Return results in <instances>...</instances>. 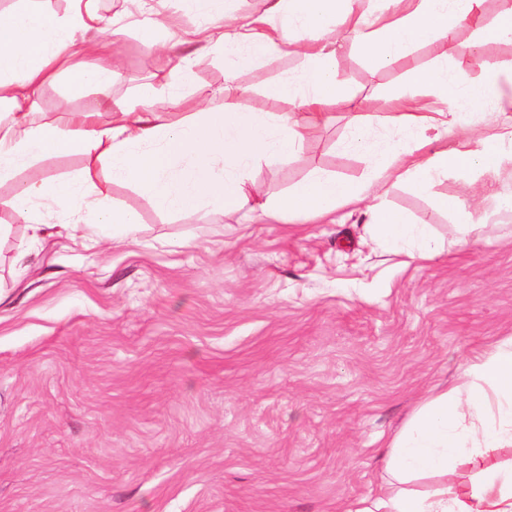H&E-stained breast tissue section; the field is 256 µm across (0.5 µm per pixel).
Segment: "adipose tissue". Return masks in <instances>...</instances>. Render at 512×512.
<instances>
[{
  "label": "adipose tissue",
  "instance_id": "ef3b65f1",
  "mask_svg": "<svg viewBox=\"0 0 512 512\" xmlns=\"http://www.w3.org/2000/svg\"><path fill=\"white\" fill-rule=\"evenodd\" d=\"M93 2L75 0L61 17L26 6L0 14V105L11 112L9 121H0V182L52 153H75L89 161L77 176L32 183L16 194L14 213L33 232L42 231L43 213L51 210L71 230L108 226L113 240L125 241L138 217L109 203L97 185L104 172L112 181L141 188L166 213L248 205L274 220L306 223L350 207L387 251L428 259L438 251L436 237L428 225L386 206L387 183L426 194L455 170L494 173L512 160V121L504 122L499 134L486 136L471 127L465 113L422 112L406 95L395 113H351L352 145L370 159L362 181L316 167L272 200L253 199L247 187L255 160L280 165L328 122L326 105L344 93L334 71L336 51L344 43L361 46L376 66L405 59L414 45L434 44L435 64L414 73L413 81L452 82L471 105L489 88L467 84L469 60L449 62L455 34L467 26L489 40H512V9L488 24L484 0H375L370 12L359 10V0H267L265 13L251 18L228 14L223 0H189L200 21L197 41L224 55L223 104L172 119L158 109L161 93L148 83L134 102L115 107L111 123L80 112L63 128L39 112L35 93L41 86L65 75L81 89L111 84L118 75L111 64L115 41L95 34ZM283 53L301 55L305 73L274 91L303 96L307 112L241 109L238 101L246 90L236 84V73L260 56ZM85 55L99 58V65H75V57ZM378 122L399 125L407 139L379 147L366 136ZM451 132L459 137V148L428 151L431 140ZM506 448H512V336L471 359L455 388L423 402L409 427L389 441L376 494L347 512H512V461L498 458ZM460 470L469 471L470 479L453 482L452 474Z\"/></svg>",
  "mask_w": 512,
  "mask_h": 512
}]
</instances>
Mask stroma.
I'll use <instances>...</instances> for the list:
<instances>
[{
	"label": "stroma",
	"instance_id": "35a3bbf8",
	"mask_svg": "<svg viewBox=\"0 0 512 512\" xmlns=\"http://www.w3.org/2000/svg\"><path fill=\"white\" fill-rule=\"evenodd\" d=\"M139 0H97L100 36L113 24L120 76L36 93L60 126L72 113L111 122L115 104L147 82L181 88L170 112L195 109L198 88L224 85L215 52L171 72L146 50ZM449 59L512 61V42L458 31ZM349 90L328 123L277 167L256 161L250 189L274 198L312 168L357 181L366 157L347 149L352 100L391 112L390 95L414 88L427 112H451L462 92L410 85L405 67L370 66L359 48L336 53ZM303 62L274 55L239 72L251 112H300V99L270 85L300 78ZM77 154L48 155L0 183V512H347L375 494L388 441L431 392L451 387L460 366L512 336V164L480 175L460 169L430 194L404 185L392 208L432 225L443 243L429 259L383 252L359 216L282 223L204 208L158 211L141 189L104 183L134 211L133 241L88 249L48 214L33 236L12 203L20 187L78 173ZM484 183V228L454 238L444 197Z\"/></svg>",
	"mask_w": 512,
	"mask_h": 512
}]
</instances>
